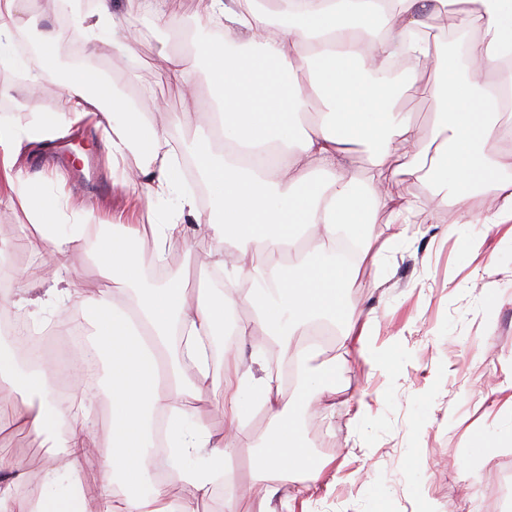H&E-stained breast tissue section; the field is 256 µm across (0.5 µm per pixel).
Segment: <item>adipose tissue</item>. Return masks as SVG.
<instances>
[{"label":"adipose tissue","instance_id":"adipose-tissue-1","mask_svg":"<svg viewBox=\"0 0 512 512\" xmlns=\"http://www.w3.org/2000/svg\"><path fill=\"white\" fill-rule=\"evenodd\" d=\"M278 9L295 20V33L283 31L257 0H208L205 18L223 23V42L200 40L193 53L171 60L172 83L192 86L203 65L219 92L192 142L211 195L208 215H201L175 157L161 152L162 127L98 72L69 73V114L49 115L26 130L0 125V200L16 193L26 201L39 198L31 219L51 252L87 248L112 282L88 293L60 276L35 301L42 314L76 297L94 315L93 349L102 359L112 410V440L102 455L98 487L101 512H181L167 483L154 476L153 419L159 415L175 454L171 478L197 496H208L223 478L236 444L251 441L262 450L252 512H276L272 503L291 481L300 486L306 512H316L314 492L326 465L313 458L296 417L273 405L283 374L262 365L242 369L240 352L228 347L224 375L214 377L205 341L225 312L252 306L253 317L237 325V333L282 349L295 368L305 410L321 407V394L335 392L352 351L392 374L393 352L370 347L378 316L358 320L346 303L358 264L378 260L391 247L379 239L376 214L389 211L398 225L409 221L410 203L385 190L391 158L414 179L432 182L433 194L422 205L447 210L443 236L454 237L459 225L473 223L474 190L488 186L498 205L485 221L512 239V179L505 176L512 154L485 151L489 142L512 137V124L501 122L503 101L512 100V0H278ZM448 12L480 29L463 70L440 44L406 39L427 29V16ZM112 18V0H98L97 18L84 25V34L113 52L133 54L132 40L110 36L105 23ZM400 53L407 79L425 72L432 80L439 104L432 139L442 147L434 163L421 146L419 125L394 108L378 78ZM95 108L109 128L106 147L113 160L138 158L140 176L173 204V219L151 227L157 255L183 239L186 219L203 221L212 246L199 271L205 276L222 269L231 291L202 287L188 297L178 272L163 285L147 284L145 260L136 250L138 225L116 224L91 239L56 224L59 201L42 197L38 177L18 164V155L24 142H42L61 123L78 122ZM313 110L319 119L310 126ZM360 149L371 156L364 177L354 173ZM342 238L355 247L353 261L336 258ZM320 320L339 325L341 354L319 362L303 357L292 339L309 335ZM176 332L183 348L168 343ZM61 375L56 362L20 352L11 341L0 344V393L10 397L0 404V433L25 429L57 455L37 489L19 498L14 491L28 477L18 471L14 449L0 446V472L12 474L0 483V512H84L80 461L93 442L66 425L73 406L55 390ZM201 404L222 411L225 435L234 443L197 422ZM260 410L268 431L254 441L246 423Z\"/></svg>","mask_w":512,"mask_h":512}]
</instances>
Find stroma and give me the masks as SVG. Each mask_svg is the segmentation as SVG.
Segmentation results:
<instances>
[{
  "label": "stroma",
  "mask_w": 512,
  "mask_h": 512,
  "mask_svg": "<svg viewBox=\"0 0 512 512\" xmlns=\"http://www.w3.org/2000/svg\"><path fill=\"white\" fill-rule=\"evenodd\" d=\"M196 3L168 0L169 27L143 16L145 33L135 45V58L91 51V58L103 60L125 89L136 92L139 111H155L162 103L167 111L191 113L194 123L207 121L213 95L206 70L197 71L191 97L162 82L171 58L194 48L203 23ZM59 12L56 0H28L17 15L26 41L35 44L43 33L55 32ZM33 67L42 87L31 104L17 67L0 63V121L25 128L42 115L67 111V55L51 62L36 57ZM102 135L92 116L55 138L58 146L75 138L88 146L89 166L82 174L48 173L43 194L67 203L72 223L91 225L96 232L121 211L131 213L137 224L161 223L165 203L146 205L148 186L129 176L133 159L112 163ZM447 222L443 214L430 218L427 235L398 244L379 261L364 262L350 285L348 306L376 311L381 321L372 345L382 346L397 332L402 338L395 374L381 375L364 356L350 354L335 394L321 411L299 418L305 442L319 459L331 462L319 512H374L380 491L387 494L391 512H415L424 494L437 512H485L497 467L512 461V447L504 442L512 434V408L504 406L501 395L512 387V243L482 223L464 225L459 237L444 240L439 233ZM46 249L39 243L29 253L31 261L54 263L73 287L89 292L109 288L83 249L55 256ZM489 265L494 273L488 277L484 269ZM482 276L488 277L489 288L463 290V283ZM360 401L370 408L363 425L353 420ZM478 433L489 436L483 458L467 448ZM4 441L14 448L23 470H43L54 461L52 449L29 432L7 435ZM255 455V449L238 446L228 461L231 479L213 487L205 500L179 482L171 483L170 494L184 512H222L229 494H240L251 484Z\"/></svg>",
  "instance_id": "stroma-1"
}]
</instances>
